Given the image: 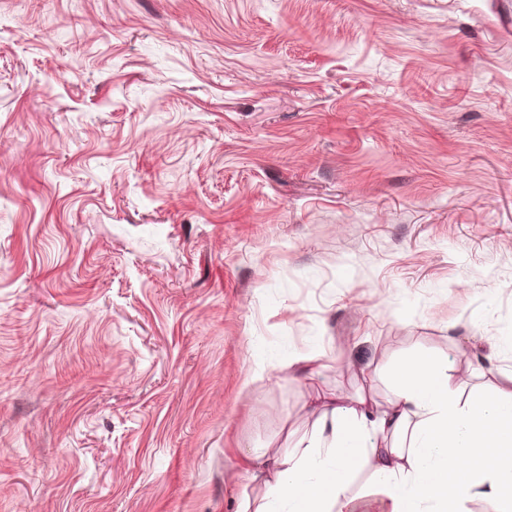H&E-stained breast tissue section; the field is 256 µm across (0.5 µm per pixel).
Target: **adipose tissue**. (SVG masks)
<instances>
[{
    "mask_svg": "<svg viewBox=\"0 0 512 512\" xmlns=\"http://www.w3.org/2000/svg\"><path fill=\"white\" fill-rule=\"evenodd\" d=\"M394 401L321 396L309 438L244 454L263 477L239 512H512V373L493 394L461 401L447 361L412 353L392 370Z\"/></svg>",
    "mask_w": 512,
    "mask_h": 512,
    "instance_id": "adipose-tissue-1",
    "label": "adipose tissue"
}]
</instances>
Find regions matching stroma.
Wrapping results in <instances>:
<instances>
[{
    "mask_svg": "<svg viewBox=\"0 0 512 512\" xmlns=\"http://www.w3.org/2000/svg\"><path fill=\"white\" fill-rule=\"evenodd\" d=\"M420 351L512 372V0H0V512H237Z\"/></svg>",
    "mask_w": 512,
    "mask_h": 512,
    "instance_id": "35a3bbf8",
    "label": "stroma"
}]
</instances>
